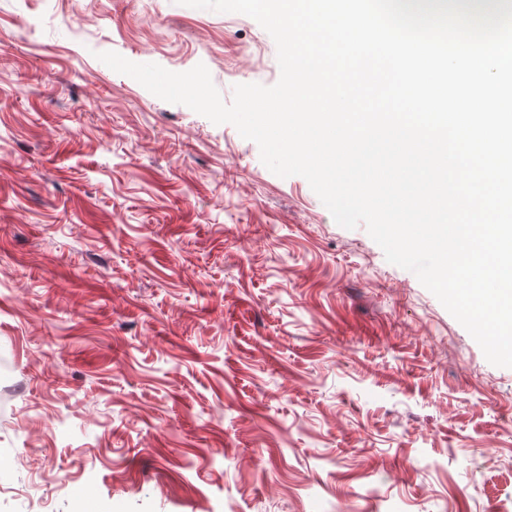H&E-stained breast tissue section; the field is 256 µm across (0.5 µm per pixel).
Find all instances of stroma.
<instances>
[{
  "mask_svg": "<svg viewBox=\"0 0 512 512\" xmlns=\"http://www.w3.org/2000/svg\"><path fill=\"white\" fill-rule=\"evenodd\" d=\"M253 18L0 0V512H512V368L230 124Z\"/></svg>",
  "mask_w": 512,
  "mask_h": 512,
  "instance_id": "stroma-1",
  "label": "stroma"
}]
</instances>
